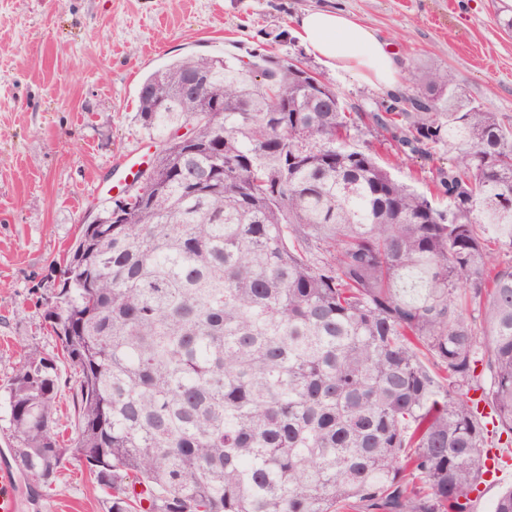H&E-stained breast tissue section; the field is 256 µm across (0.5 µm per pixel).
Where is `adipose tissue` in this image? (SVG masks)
<instances>
[{"label":"adipose tissue","instance_id":"adipose-tissue-1","mask_svg":"<svg viewBox=\"0 0 512 512\" xmlns=\"http://www.w3.org/2000/svg\"><path fill=\"white\" fill-rule=\"evenodd\" d=\"M296 33L329 69L349 72L381 88L393 87L399 80L400 68L392 50L342 11H310L300 18Z\"/></svg>","mask_w":512,"mask_h":512}]
</instances>
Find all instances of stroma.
<instances>
[{"mask_svg":"<svg viewBox=\"0 0 512 512\" xmlns=\"http://www.w3.org/2000/svg\"><path fill=\"white\" fill-rule=\"evenodd\" d=\"M344 11L389 45L410 92L412 69L454 72L462 97L512 123V0H0V409L25 352L55 351L43 314L50 264L90 214L122 191L121 155L150 159L137 92L191 54L299 58L343 101L377 109L387 89L325 67L295 36L314 8ZM400 180L427 190L447 155L399 161L382 131L364 133ZM20 512H106L88 471L65 464L52 486L20 476Z\"/></svg>","mask_w":512,"mask_h":512,"instance_id":"stroma-1","label":"stroma"}]
</instances>
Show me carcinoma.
<instances>
[{"label": "carcinoma", "mask_w": 512, "mask_h": 512, "mask_svg": "<svg viewBox=\"0 0 512 512\" xmlns=\"http://www.w3.org/2000/svg\"><path fill=\"white\" fill-rule=\"evenodd\" d=\"M251 57L140 84L141 128L194 140L166 141L128 223L69 249L60 350L27 352L7 391L14 459L43 487L85 466L107 512H470L489 421L469 393L512 443V127L449 70L352 112L303 61ZM369 127L404 159L452 152L435 192ZM362 139L370 142L379 153L380 161L388 166L391 172L400 180L405 181L420 191H426L432 186L440 166H446L448 153L437 151L428 159L406 160L403 163L396 160V144L389 135L382 131L365 130ZM71 372L72 369L69 365L65 364L61 366L62 386L61 392L57 398L54 415L57 424L56 429L65 440L74 435L75 424L78 418V408L72 396V389H70L72 387V381H70L69 378ZM66 378L67 383L65 385L63 381Z\"/></svg>", "instance_id": "obj_1"}]
</instances>
